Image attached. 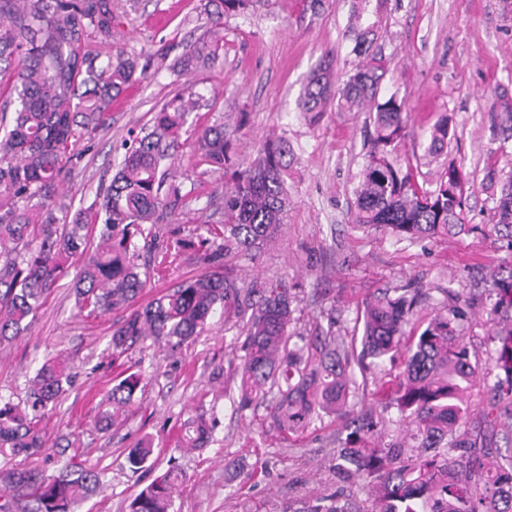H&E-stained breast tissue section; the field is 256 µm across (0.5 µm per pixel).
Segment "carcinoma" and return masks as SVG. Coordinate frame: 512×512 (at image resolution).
Masks as SVG:
<instances>
[{"label": "carcinoma", "mask_w": 512, "mask_h": 512, "mask_svg": "<svg viewBox=\"0 0 512 512\" xmlns=\"http://www.w3.org/2000/svg\"><path fill=\"white\" fill-rule=\"evenodd\" d=\"M249 0H207L210 27L172 60L162 58L175 76L202 71L224 55V14L243 11ZM112 0H0V344L24 334L58 279L77 270L79 312L131 309L148 283L169 275L186 239L198 238L204 260L235 249L247 251L274 238L288 214V178L297 159L284 136L265 139L256 157L235 169L224 184V223L210 224L207 236L179 227L175 241L161 239L160 224L185 206L195 190L182 192L164 168L177 154L190 113L208 106L199 92L177 94L154 113L124 153L115 174L99 186L85 209L69 212L56 201L59 187L82 157L81 146L110 125L112 102L146 74L123 46L102 56L94 37L112 38ZM353 51L364 58L347 80L335 86L332 59L314 69L298 101L304 115L336 104L352 112L365 104L373 111L366 162L356 189L354 226L385 228L401 239L424 240L470 232L465 224L467 196L448 189L459 167L448 163L438 187L428 191L394 159L408 122L406 101L395 94L380 101L385 71L374 28H349ZM491 122L503 142L512 140V96L503 91L491 107ZM449 119L429 135V150L448 145ZM204 173L224 174L231 162L224 117L198 124L195 152ZM500 184L497 221L485 233L512 250V173L490 174ZM63 213L60 220L57 213ZM153 264L138 263L140 247ZM496 296L491 318L495 348L486 376L493 377L485 402L473 410L468 393L479 371L463 334V312L452 304L433 310L425 327L414 316L419 292L366 303L362 334L356 342L336 335L334 325L316 337L315 353L291 343L292 299L280 279L245 288L229 271L174 281L159 297L115 325L116 359L148 339L180 345L201 335L216 306L224 316L247 317L245 355L235 368L239 405L266 404L269 426L282 433L306 430L324 415L349 416V399L359 390L355 370L379 367L399 347L408 356L398 376L376 386L374 402L394 407L406 438L384 443L373 424L349 421L336 456V478L361 479L373 499L371 512H512V456L482 462L503 441L512 447V270L492 274ZM76 372L65 357L45 360L29 381L25 399L0 397V512H73L102 486V474L82 462L47 475L32 459L46 448L80 447V438L50 440L39 423L72 389ZM146 386L139 372L123 371L112 380L97 408L96 426L108 431L122 421L137 392ZM213 426L203 413L187 418L177 446L204 448ZM153 452L144 444L127 456L141 469ZM182 475L170 470L141 490L128 512H171ZM311 512H357L326 495Z\"/></svg>", "instance_id": "cac0c4a2"}]
</instances>
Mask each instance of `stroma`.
I'll return each mask as SVG.
<instances>
[{
  "label": "stroma",
  "mask_w": 512,
  "mask_h": 512,
  "mask_svg": "<svg viewBox=\"0 0 512 512\" xmlns=\"http://www.w3.org/2000/svg\"><path fill=\"white\" fill-rule=\"evenodd\" d=\"M205 0H112L117 16L113 41L139 61L159 63L170 47L199 36L208 24ZM353 0H251L244 13L224 19V56L192 76L168 71L129 88L112 107V122L101 130L72 174V208L88 207L107 172L114 148L129 131L148 124L155 109L178 91L194 88L209 109L224 115L234 163L251 160L270 134H286L298 152L288 182V217L276 237L222 263L247 286L280 278L292 287L295 326L304 335L335 323L337 333L354 334L355 318L379 292L410 283L429 291L434 302L446 292L468 299L464 334L470 357L480 368L493 349L488 319L495 299L485 274L512 270V252L484 237L495 223L496 189L486 173L512 172V143L500 146L489 108L495 93L512 94V0H368L363 21L377 25L378 44L388 61L380 94L405 97L406 136L398 146L401 165L411 167L420 186L431 190L445 164L455 162L469 179L466 221L476 230L456 237L400 241L387 230L362 231L352 222L354 189L368 150L367 112L328 110L311 118L296 101L311 71L333 52L338 80L358 62L346 32ZM112 43L99 44L109 52ZM450 124L448 148L427 155L426 136L441 118ZM193 140L175 163L176 183L198 185L200 195L176 211L170 226H203L224 220V181L193 165ZM123 311L80 315L72 276L60 279L24 336L0 345V396L20 397L36 368L65 355L79 377L56 413L43 426L48 435L76 434L78 449L50 448L40 461L53 474L70 458L104 470V486L76 512H127L133 497L170 469L184 482L174 512H308L322 495L353 499L370 508L359 483L337 485L333 466L343 422L333 416L303 433L280 436L264 420V409L238 410V379L232 368L244 354V334L223 314L188 344L145 342L128 361L147 386L137 393L127 420L96 430L95 393L119 364L112 361V325ZM205 411L214 440L187 452L176 433L191 414ZM154 451L145 467L130 470L126 456L140 442Z\"/></svg>",
  "instance_id": "stroma-1"
}]
</instances>
